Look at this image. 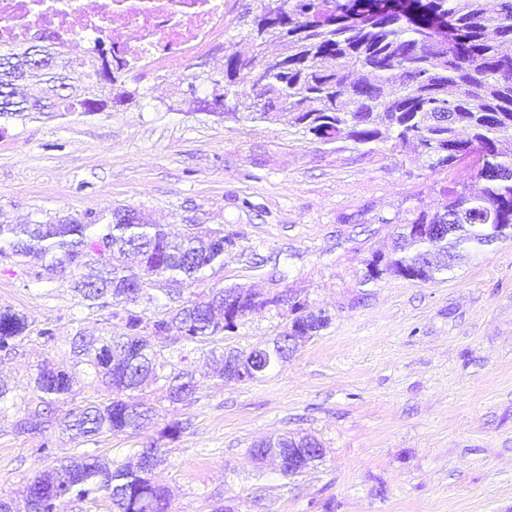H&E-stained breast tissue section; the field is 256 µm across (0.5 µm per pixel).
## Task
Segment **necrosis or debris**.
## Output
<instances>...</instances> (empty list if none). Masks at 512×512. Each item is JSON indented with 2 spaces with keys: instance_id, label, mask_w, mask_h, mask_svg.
Here are the masks:
<instances>
[{
  "instance_id": "4bbe7bcc",
  "label": "necrosis or debris",
  "mask_w": 512,
  "mask_h": 512,
  "mask_svg": "<svg viewBox=\"0 0 512 512\" xmlns=\"http://www.w3.org/2000/svg\"><path fill=\"white\" fill-rule=\"evenodd\" d=\"M55 32L60 43L89 37L119 46L129 68L164 72L170 49L192 68L224 34V0H0V46L30 42Z\"/></svg>"
}]
</instances>
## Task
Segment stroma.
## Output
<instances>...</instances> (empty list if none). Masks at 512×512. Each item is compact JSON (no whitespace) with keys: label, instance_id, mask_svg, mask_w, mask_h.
I'll use <instances>...</instances> for the list:
<instances>
[{"label":"stroma","instance_id":"obj_1","mask_svg":"<svg viewBox=\"0 0 512 512\" xmlns=\"http://www.w3.org/2000/svg\"><path fill=\"white\" fill-rule=\"evenodd\" d=\"M262 2L224 0V37L191 72L174 55L168 80L125 72L132 98L112 111L1 121L0 208L18 224L38 211L132 207L174 234L223 230L236 249L191 293L287 290L324 311L328 327L251 383L212 378L208 364L278 336L288 320L277 311H255L210 343L157 338L163 356L194 370L193 396L149 428L79 448L58 438L46 452L44 435L13 430L20 408L38 402L36 366L71 367L72 336L109 334L112 311L84 305L69 277L38 281L0 261V308L32 322L16 356L0 359L14 390L0 403V497L21 502L52 457L79 449L126 462L155 438L164 454L152 478L174 512H512V239L433 282L366 280L371 252L394 245L396 219L413 205L440 209V185L473 184V170L434 172L386 144L337 151L294 134L285 115L245 120L256 103L247 89L237 115L198 111L196 99L212 94L202 75L225 51H249ZM171 420L181 434L159 439ZM285 432L314 436L322 462L286 477L252 460L254 442Z\"/></svg>","mask_w":512,"mask_h":512}]
</instances>
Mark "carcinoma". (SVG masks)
I'll return each instance as SVG.
<instances>
[{
	"label": "carcinoma",
	"instance_id": "1",
	"mask_svg": "<svg viewBox=\"0 0 512 512\" xmlns=\"http://www.w3.org/2000/svg\"><path fill=\"white\" fill-rule=\"evenodd\" d=\"M487 0H281L275 12H264L254 23L249 56L224 54L213 87L249 85L258 104L247 113L253 122L273 123L280 113L293 116L294 133L323 145L354 146L392 142L411 150V160L432 171L451 169L467 158L465 147L477 144L473 155L476 178L484 182L478 194L453 182L440 187L442 211L429 215L407 210L399 240L389 256L375 252L366 261L369 281L385 275L403 279H435L452 267L461 252L504 239L499 226H512V0H499L492 13ZM275 42L280 52L268 56ZM108 51L117 79L126 64L120 50ZM265 72L260 84H248L247 68ZM110 97L99 84L97 67L58 47L49 32L36 44L0 48V118L33 112L104 111ZM469 131L468 140L457 127ZM501 171L483 174V155ZM454 222L448 234L433 239L430 228ZM235 238L215 241L203 232H183L172 238L162 225L142 212L116 209L105 215H49L12 224L0 219V258L21 263L40 257L37 280H52L69 269L72 289L90 308L122 306L123 331L107 336L72 337L71 353L103 397L58 411L69 402L73 376L44 360L33 378L39 405L28 408L13 424L18 435L59 430L81 445L125 430L137 431L160 416L159 409L141 397L143 387L164 381L169 406L180 404L196 390L194 371L167 365L152 338L174 336L185 342H206L238 323L224 320V295L233 297L240 318L256 309L278 308L275 295L253 301L257 293L238 287L214 288L188 299L162 317L151 320L139 307L153 302L146 292L131 297V285L141 280L164 282L177 292L191 285L205 268L224 265V248ZM285 309L295 325L273 342L248 351H229L213 357L214 373L228 382L246 378L224 374V362L237 359L249 365L262 351L280 349L288 356L298 344L292 336L306 335L310 309ZM28 317L0 309V354L9 356L28 339ZM170 371H165V367ZM311 435L284 434L264 439L251 449L257 461L290 448H316ZM158 441L146 443L136 462L109 466L94 455L55 458L54 466L37 472L24 491L26 512H57L58 503L99 497L112 502L115 512H172L167 490L153 484L149 474L161 461Z\"/></svg>",
	"mask_w": 512,
	"mask_h": 512
}]
</instances>
